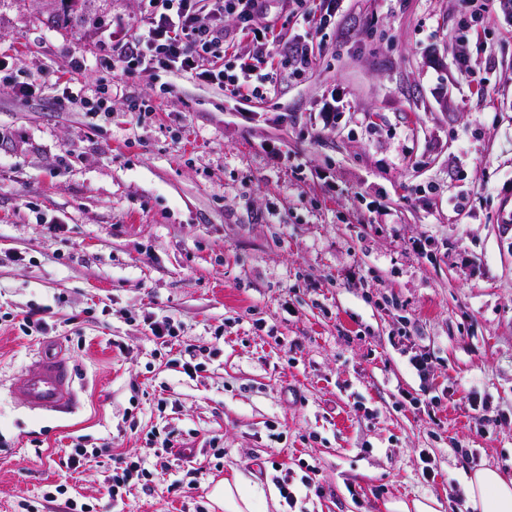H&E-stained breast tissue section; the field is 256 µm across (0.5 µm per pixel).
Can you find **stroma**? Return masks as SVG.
I'll return each instance as SVG.
<instances>
[{"label": "stroma", "mask_w": 512, "mask_h": 512, "mask_svg": "<svg viewBox=\"0 0 512 512\" xmlns=\"http://www.w3.org/2000/svg\"><path fill=\"white\" fill-rule=\"evenodd\" d=\"M140 11L0 0L7 73L40 85L21 99L0 84V512L73 500L218 512L211 487L233 475L256 512H472L459 500L476 470L512 477V224L499 221L512 201V0L479 19L460 0H344L325 33L269 0V67L283 70L291 45L313 57L272 99L132 75L109 114L65 102L64 88L91 83L71 60L99 58L105 29ZM141 99L150 111L130 109ZM36 306L52 312L24 335ZM166 317L174 347L146 324ZM402 328L434 361L429 384ZM49 341L75 389L52 414L9 391ZM474 394L500 426L479 432ZM155 432L193 448L191 487H173L175 459L113 502V471ZM78 443L102 453L74 471ZM311 473L314 490L288 506L279 482Z\"/></svg>", "instance_id": "1"}]
</instances>
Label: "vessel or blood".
<instances>
[{"label": "vessel or blood", "instance_id": "1", "mask_svg": "<svg viewBox=\"0 0 512 512\" xmlns=\"http://www.w3.org/2000/svg\"><path fill=\"white\" fill-rule=\"evenodd\" d=\"M13 391L31 409L51 413L66 410L74 399L73 369L66 358L44 350L26 367Z\"/></svg>", "mask_w": 512, "mask_h": 512}]
</instances>
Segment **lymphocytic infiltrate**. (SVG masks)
Wrapping results in <instances>:
<instances>
[{
    "instance_id": "obj_1",
    "label": "lymphocytic infiltrate",
    "mask_w": 512,
    "mask_h": 512,
    "mask_svg": "<svg viewBox=\"0 0 512 512\" xmlns=\"http://www.w3.org/2000/svg\"><path fill=\"white\" fill-rule=\"evenodd\" d=\"M145 33L130 35L125 27L104 38L105 60L95 68L97 88L118 87L134 73L165 72L188 75L231 93L248 92L265 100L275 93L280 79L266 70L270 55L266 0H143ZM235 16L255 34L254 49L239 74L224 65L227 34L225 16Z\"/></svg>"
}]
</instances>
